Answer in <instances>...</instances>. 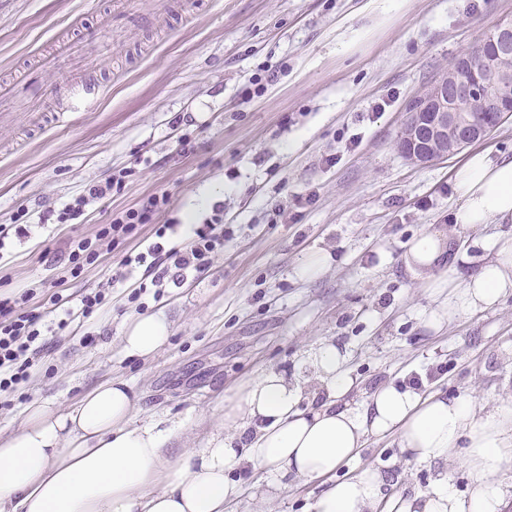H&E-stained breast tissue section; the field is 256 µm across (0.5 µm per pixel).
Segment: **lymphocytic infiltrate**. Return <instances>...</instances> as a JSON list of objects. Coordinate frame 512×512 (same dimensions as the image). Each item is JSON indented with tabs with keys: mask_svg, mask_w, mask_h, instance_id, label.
Wrapping results in <instances>:
<instances>
[{
	"mask_svg": "<svg viewBox=\"0 0 512 512\" xmlns=\"http://www.w3.org/2000/svg\"><path fill=\"white\" fill-rule=\"evenodd\" d=\"M121 188V177L108 176L103 183L89 185L83 194L64 203L58 211L44 212L42 218L59 224L71 223L84 216L92 201ZM169 205L168 193L150 194L137 207L121 212L110 223L99 225L94 237L72 241L65 264L66 274L74 279L80 277L88 266L98 261L103 245L115 247L122 241L138 237L142 226L147 224L155 227V242L136 254L126 255L122 261L123 272L112 277L117 283L124 280L126 268L143 269L145 279L130 294V301H138L148 287H161L172 270L190 269L198 274L207 271L233 234L224 222L223 208H215L209 219L197 225L189 245L181 250L174 246L165 247L163 243L169 227L159 223L158 218ZM34 296V289L25 288L15 295L0 297V393L16 390L27 383L37 360L52 347L60 331L75 319L95 318L112 300L109 289L92 288L81 293L75 307L66 308L61 304L59 291H52L49 301L57 315L50 322L46 319L47 312L33 305Z\"/></svg>",
	"mask_w": 512,
	"mask_h": 512,
	"instance_id": "1",
	"label": "lymphocytic infiltrate"
}]
</instances>
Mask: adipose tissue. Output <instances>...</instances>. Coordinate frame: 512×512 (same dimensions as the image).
Returning a JSON list of instances; mask_svg holds the SVG:
<instances>
[{
	"instance_id": "1",
	"label": "adipose tissue",
	"mask_w": 512,
	"mask_h": 512,
	"mask_svg": "<svg viewBox=\"0 0 512 512\" xmlns=\"http://www.w3.org/2000/svg\"><path fill=\"white\" fill-rule=\"evenodd\" d=\"M460 226L512 219V158L469 154L451 179ZM489 256L463 282L448 279L445 306L428 324L483 311L512 292V236L484 244ZM164 316L131 320L122 347L147 357L169 339ZM325 399L304 406V392L283 374L265 372L242 384L225 405L222 422L203 445L172 453V430L131 422L137 395L123 379L104 381L66 409L31 403L17 432L0 437V512H227L242 487L234 472L262 470L282 491L292 481L326 480L312 512H502L497 475L512 463V408L477 409L466 399L423 396L386 385L364 407L346 405L354 381L336 346L313 355ZM396 433L403 454L429 464L461 453L472 486L456 495L447 479L428 493L396 498L379 508L382 473L366 469L337 478L367 436Z\"/></svg>"
}]
</instances>
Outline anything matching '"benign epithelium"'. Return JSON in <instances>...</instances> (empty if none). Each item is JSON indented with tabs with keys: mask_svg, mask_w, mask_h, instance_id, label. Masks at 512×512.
Listing matches in <instances>:
<instances>
[{
	"mask_svg": "<svg viewBox=\"0 0 512 512\" xmlns=\"http://www.w3.org/2000/svg\"><path fill=\"white\" fill-rule=\"evenodd\" d=\"M500 50L482 56L465 73L448 74L423 95V106L408 113L401 135L406 143L403 156L427 165L459 153L481 140L490 129L474 123L462 109V101L483 98L498 121L512 118V21L496 27Z\"/></svg>",
	"mask_w": 512,
	"mask_h": 512,
	"instance_id": "obj_1",
	"label": "benign epithelium"
}]
</instances>
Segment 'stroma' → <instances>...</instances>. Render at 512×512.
Segmentation results:
<instances>
[{
	"instance_id": "stroma-1",
	"label": "stroma",
	"mask_w": 512,
	"mask_h": 512,
	"mask_svg": "<svg viewBox=\"0 0 512 512\" xmlns=\"http://www.w3.org/2000/svg\"><path fill=\"white\" fill-rule=\"evenodd\" d=\"M174 2L175 19L143 26L119 16L115 0H0V81L26 75L64 111L62 123L31 131L0 108V225L22 227L0 250V294L63 279L59 257L72 240L154 192L171 197L170 244H183L216 204L234 229L208 272L143 295L146 315L161 311L170 322L163 347L125 356L122 336L137 311L126 289L113 288L111 306L71 324L29 385L0 394V434L22 425L31 401L63 407L122 378L138 397L133 424L162 421L176 427L175 447L192 448L236 387L264 371L314 391L312 357L324 343L346 357L355 407L425 372L426 392L486 410L511 400L512 293L438 331L425 317L448 297L436 281L476 272L483 239L512 234V221L451 224L456 158L417 166L398 139L410 102L477 37L512 20V0ZM64 35L112 43L111 57L71 62L98 71L92 111L69 112L65 72L37 63ZM179 116L191 139L182 153L171 128ZM122 169V190L89 205L82 223H36L35 214ZM24 208L28 217L18 218ZM428 231L440 250L415 264L411 248ZM131 247L102 250L79 278L63 279L65 295L104 285ZM316 251L329 256L324 271L301 278ZM366 468L384 474L385 501L430 491L441 475L470 494L459 456L407 460L394 434L370 439L340 473ZM265 489L263 473L243 478L232 512H309L321 485L293 484L272 499Z\"/></svg>"
}]
</instances>
